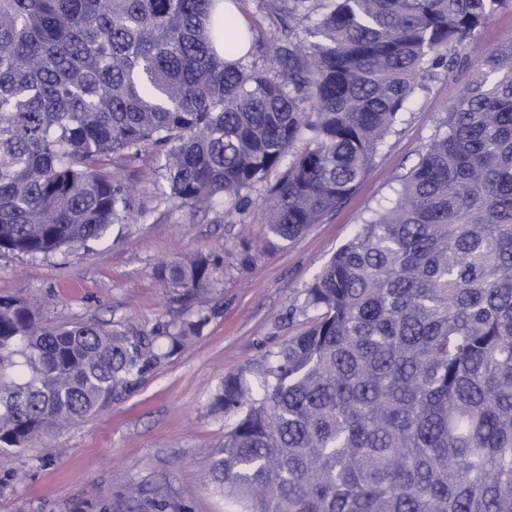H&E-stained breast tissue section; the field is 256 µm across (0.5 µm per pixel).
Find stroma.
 <instances>
[{"label":"stroma","instance_id":"stroma-1","mask_svg":"<svg viewBox=\"0 0 512 512\" xmlns=\"http://www.w3.org/2000/svg\"><path fill=\"white\" fill-rule=\"evenodd\" d=\"M472 73L464 61L429 81L357 193L294 240L275 245L262 232L259 185L236 224L219 202L180 207L146 150L113 167L131 189L133 220L107 240L0 255V298L36 303L44 327L122 323L148 331L199 313L209 318L190 345L109 406L0 456V512H226L212 465L233 420L211 411L213 391L226 374L259 368L307 328L303 289L367 210L391 197L396 176L418 161ZM194 256L219 268L186 301L154 268Z\"/></svg>","mask_w":512,"mask_h":512}]
</instances>
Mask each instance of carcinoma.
Returning a JSON list of instances; mask_svg holds the SVG:
<instances>
[{
	"label": "carcinoma",
	"instance_id": "carcinoma-1",
	"mask_svg": "<svg viewBox=\"0 0 512 512\" xmlns=\"http://www.w3.org/2000/svg\"><path fill=\"white\" fill-rule=\"evenodd\" d=\"M220 0H0V254L106 238L129 218L105 171L146 149L184 206L264 196L290 241L340 208L426 83L508 0H267L281 37ZM304 149L295 150L300 137ZM218 263H163L189 298ZM309 327L234 417L213 479L228 512H512V35L478 58L418 162L304 289ZM208 317L152 332L43 328L0 298V454L112 403Z\"/></svg>",
	"mask_w": 512,
	"mask_h": 512
}]
</instances>
